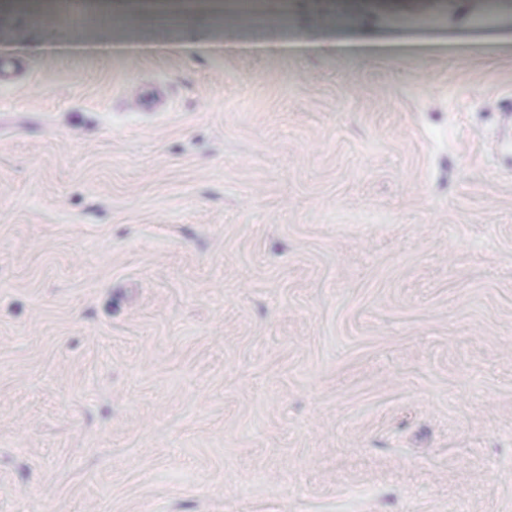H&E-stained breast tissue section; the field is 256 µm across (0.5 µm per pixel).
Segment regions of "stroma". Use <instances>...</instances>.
<instances>
[{"label": "stroma", "instance_id": "stroma-1", "mask_svg": "<svg viewBox=\"0 0 512 512\" xmlns=\"http://www.w3.org/2000/svg\"><path fill=\"white\" fill-rule=\"evenodd\" d=\"M259 2L0 10V512H512V17ZM154 6L167 19L173 20L181 13L191 9L205 8L213 11L219 19H224L233 12V2L231 1H167L158 2Z\"/></svg>", "mask_w": 512, "mask_h": 512}]
</instances>
